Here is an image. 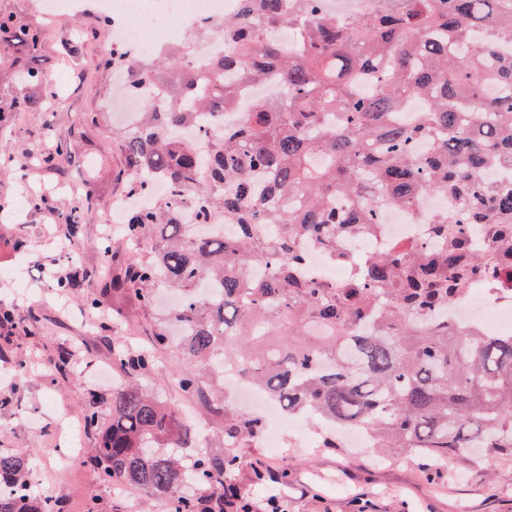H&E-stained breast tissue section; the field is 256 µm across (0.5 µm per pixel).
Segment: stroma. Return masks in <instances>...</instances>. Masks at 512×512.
Returning <instances> with one entry per match:
<instances>
[{"label":"stroma","instance_id":"1","mask_svg":"<svg viewBox=\"0 0 512 512\" xmlns=\"http://www.w3.org/2000/svg\"><path fill=\"white\" fill-rule=\"evenodd\" d=\"M0 14L42 32L36 55L22 47L0 53V109L6 112L0 120V164L22 153L52 152L59 139L69 145L59 164L38 160L22 173L0 175V307L34 324L30 333L0 326V371L20 363L30 371L19 383L0 380V449L31 459L35 487L61 512H85L93 499L101 512H170L168 499L100 482L86 463L95 443L91 431H83L68 468L58 467L68 448L64 419L82 422L92 396L110 397L112 382H127L113 361L119 346L151 349L155 362L140 382L195 423L199 446L183 449L185 461L193 462L200 451L224 454L221 373L202 375L194 394L172 384L173 374L197 366L175 343L156 344L163 302L149 307L112 286L139 249L120 235L112 239L110 258L97 249L111 203L128 197L112 75L100 67L108 28L96 13L50 22L37 0H0ZM31 69L54 80L55 94L44 98L40 109H14L15 99L44 97L42 87L25 78ZM90 112L97 113V122L87 121ZM30 194L43 198L42 208H24L13 218L20 197ZM76 207L84 224L79 260L73 263L58 244L64 237L62 216ZM78 264L92 270V277L59 292L58 273L73 272ZM62 357L68 364L60 374L54 364ZM237 455L236 481L253 512H266L271 498L284 512H512V460L491 451L474 467L463 462L437 467L416 457L383 460L368 448H324L317 442L300 447L294 427L287 425L280 448H267L260 436Z\"/></svg>","mask_w":512,"mask_h":512}]
</instances>
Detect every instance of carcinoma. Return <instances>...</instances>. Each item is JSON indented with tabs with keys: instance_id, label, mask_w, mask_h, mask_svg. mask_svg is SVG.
Wrapping results in <instances>:
<instances>
[{
	"instance_id": "carcinoma-1",
	"label": "carcinoma",
	"mask_w": 512,
	"mask_h": 512,
	"mask_svg": "<svg viewBox=\"0 0 512 512\" xmlns=\"http://www.w3.org/2000/svg\"><path fill=\"white\" fill-rule=\"evenodd\" d=\"M501 0H382L374 13L336 21L326 0H243L241 13L194 31L224 41V63L196 83L190 64L159 54L149 67L120 55L127 89L156 84L136 126L121 136L130 186L144 198L167 182L172 197L127 213L126 237L151 250L115 286L144 304L160 285L182 304L157 320L156 337L180 331L179 349L204 372L233 363L288 415L314 411L368 427L373 446L431 462L463 461L483 446L512 457V335L448 322L474 281L512 277V19ZM297 31L292 48L266 32ZM35 53L36 27L0 15V52ZM278 74L284 97L263 100L236 125L224 107ZM426 107L404 119L413 97ZM206 112L221 128L199 145L184 134ZM500 169L506 175L493 179ZM448 198L432 216V246L375 253L342 284L301 276L304 246L347 263L346 238L374 236L381 212L428 194ZM194 214L186 223L183 208ZM231 236L198 233L217 218ZM276 232L267 235L264 226ZM266 270L252 279L249 268ZM217 285L197 292L200 282ZM130 375L154 362L120 347ZM86 425L88 465L104 483L168 498L171 512H224L239 459L200 456L192 474L207 498L176 496L187 469L176 448L196 447L180 409L139 383L112 389ZM224 444L258 436L257 415L224 406ZM24 456L0 450V481L13 484L0 512H53L33 499Z\"/></svg>"
}]
</instances>
